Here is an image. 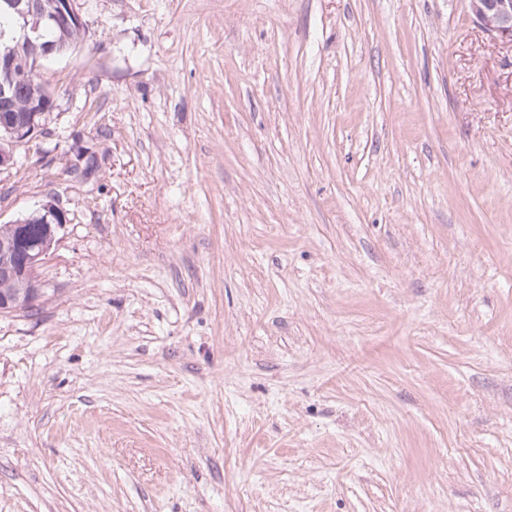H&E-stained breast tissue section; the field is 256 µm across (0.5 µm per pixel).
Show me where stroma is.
Returning <instances> with one entry per match:
<instances>
[{
	"instance_id": "1",
	"label": "stroma",
	"mask_w": 512,
	"mask_h": 512,
	"mask_svg": "<svg viewBox=\"0 0 512 512\" xmlns=\"http://www.w3.org/2000/svg\"><path fill=\"white\" fill-rule=\"evenodd\" d=\"M0 224V512H512V43L470 0H77ZM66 223L64 211L57 206L54 199H49L29 216L6 224L8 232L0 233V271L12 274L23 281L24 287L19 293L0 295V313L31 309L41 294V285L37 278V269L46 259L57 230ZM30 233L39 235L33 237Z\"/></svg>"
}]
</instances>
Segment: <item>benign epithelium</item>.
I'll use <instances>...</instances> for the list:
<instances>
[{
  "mask_svg": "<svg viewBox=\"0 0 512 512\" xmlns=\"http://www.w3.org/2000/svg\"><path fill=\"white\" fill-rule=\"evenodd\" d=\"M473 14L491 34L512 41V0H470ZM9 7L18 17L19 36L11 38L0 33V97H8L23 80L34 79L38 66L19 65L23 44L43 38L47 21L59 28L82 24L76 0H55L48 11L43 0H9ZM48 112L46 100L33 104L23 116L0 114V168L17 164L16 150L30 149L44 129ZM66 223L64 211L54 199H49L34 213L7 225L8 232L0 233V271L23 281L24 287L12 295H0V313L31 309L41 294L37 269L46 259L57 230ZM32 224L42 225V233L33 237L28 229Z\"/></svg>",
  "mask_w": 512,
  "mask_h": 512,
  "instance_id": "1",
  "label": "benign epithelium"
}]
</instances>
